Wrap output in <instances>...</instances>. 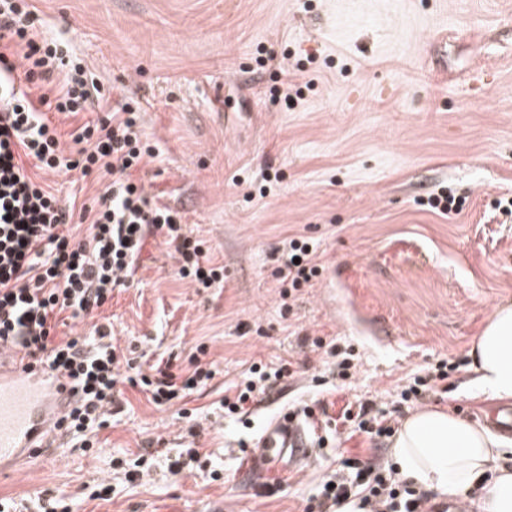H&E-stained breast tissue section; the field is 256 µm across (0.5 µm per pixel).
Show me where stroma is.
Returning <instances> with one entry per match:
<instances>
[{
    "label": "stroma",
    "mask_w": 512,
    "mask_h": 512,
    "mask_svg": "<svg viewBox=\"0 0 512 512\" xmlns=\"http://www.w3.org/2000/svg\"><path fill=\"white\" fill-rule=\"evenodd\" d=\"M46 37L67 43L109 104L138 107L159 151L138 176L180 211L224 281L197 290L176 277L177 256L149 240L126 288L104 308L57 333L112 325L136 363L161 355L186 366L206 346L214 378L182 407L196 433L139 389L96 436L94 454L71 443L11 476L0 498L66 492L72 512H304L348 456L390 461L392 441L352 433L339 416L371 400L403 421L417 408L401 394L414 377L453 365L425 405L485 425L498 400L484 394L466 355L495 309L512 304V0H27ZM281 68L260 66L268 55ZM291 74L293 110L269 100ZM60 198L90 207L105 181L47 175ZM270 192L258 197L262 185ZM448 187L461 213L427 210ZM310 240L323 267L283 309L273 251ZM353 347L342 389L309 341ZM292 362L298 374L264 395L245 429L217 405L255 364ZM315 409L310 459L260 483L244 476L239 440L257 444L275 415ZM199 448L202 462L148 461L156 442ZM110 500H89L92 486Z\"/></svg>",
    "instance_id": "stroma-1"
}]
</instances>
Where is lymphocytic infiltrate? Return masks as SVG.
<instances>
[{"mask_svg": "<svg viewBox=\"0 0 512 512\" xmlns=\"http://www.w3.org/2000/svg\"><path fill=\"white\" fill-rule=\"evenodd\" d=\"M39 82L53 94L33 96ZM95 78L66 63L58 41L38 38L25 0H0V343L23 349L36 363L67 379L78 397L66 416L75 447L90 450L92 433L108 426L123 385L140 388L149 402L170 406L214 377L205 346L186 367L157 359L149 373L124 370L106 326L90 335L57 333L64 319L90 315L125 287L146 240L156 238L178 256L180 279L196 288L223 282L224 268L202 243L187 235L183 217L159 203L135 179L158 152L144 136L130 103L110 108ZM102 109L97 120L62 137L51 113L72 116ZM109 177L87 224L75 219L74 202L63 201L42 173ZM315 247L293 236L283 243L277 273L281 298L311 286L321 274ZM288 364L252 368L221 402L225 416L246 413L270 382L293 378ZM358 497L359 512H446L423 491L402 482L393 467L343 462L322 491L318 512Z\"/></svg>", "mask_w": 512, "mask_h": 512, "instance_id": "1", "label": "lymphocytic infiltrate"}]
</instances>
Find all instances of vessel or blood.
<instances>
[{
    "label": "vessel or blood",
    "instance_id": "b4317fda",
    "mask_svg": "<svg viewBox=\"0 0 512 512\" xmlns=\"http://www.w3.org/2000/svg\"><path fill=\"white\" fill-rule=\"evenodd\" d=\"M73 405L68 382L18 350L0 345V474L40 457L62 444L65 415ZM306 425L283 414L271 419L252 454L251 472L262 476L269 466L290 473L310 455Z\"/></svg>",
    "mask_w": 512,
    "mask_h": 512
}]
</instances>
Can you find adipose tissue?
I'll list each match as a JSON object with an SVG mask.
<instances>
[{
	"instance_id": "adipose-tissue-1",
	"label": "adipose tissue",
	"mask_w": 512,
	"mask_h": 512,
	"mask_svg": "<svg viewBox=\"0 0 512 512\" xmlns=\"http://www.w3.org/2000/svg\"><path fill=\"white\" fill-rule=\"evenodd\" d=\"M471 368L492 398L512 399V305L499 307L470 343ZM507 440L452 410L429 406L400 424L392 462L400 477L444 501L475 502L477 512H512Z\"/></svg>"
}]
</instances>
